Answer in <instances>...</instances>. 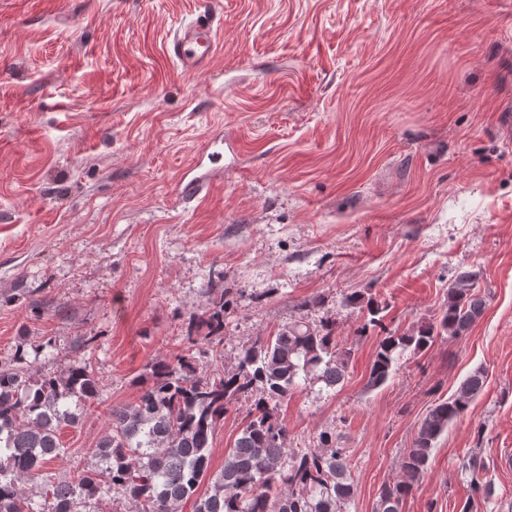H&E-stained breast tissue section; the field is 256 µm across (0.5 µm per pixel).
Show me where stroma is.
Instances as JSON below:
<instances>
[{"instance_id": "35a3bbf8", "label": "stroma", "mask_w": 512, "mask_h": 512, "mask_svg": "<svg viewBox=\"0 0 512 512\" xmlns=\"http://www.w3.org/2000/svg\"><path fill=\"white\" fill-rule=\"evenodd\" d=\"M207 8L218 53L187 77L165 44ZM510 112L512 0H0V361L49 340L34 369L83 357L100 382L90 414L60 428L69 455L51 472L70 473L112 407L138 399L148 362L179 352L220 272L235 303L225 363L303 314L352 345L343 384L300 382L277 409L292 448L335 428L350 512H373L430 407L476 367L484 391L402 512H459L474 454L495 484L478 512H512ZM218 134L228 148L203 166L223 177L179 201L178 175ZM460 266L479 274L482 317L369 387L377 337H359L342 295L375 296L408 332ZM248 410L216 428L211 472Z\"/></svg>"}]
</instances>
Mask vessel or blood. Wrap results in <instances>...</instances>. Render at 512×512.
I'll return each mask as SVG.
<instances>
[{
  "label": "vessel or blood",
  "mask_w": 512,
  "mask_h": 512,
  "mask_svg": "<svg viewBox=\"0 0 512 512\" xmlns=\"http://www.w3.org/2000/svg\"><path fill=\"white\" fill-rule=\"evenodd\" d=\"M217 17L204 12L195 18L181 21L166 43V53L176 67L186 75H194L209 68L214 58V39ZM209 173L188 166L175 184L177 196L189 202L208 190Z\"/></svg>",
  "instance_id": "b4317fda"
}]
</instances>
